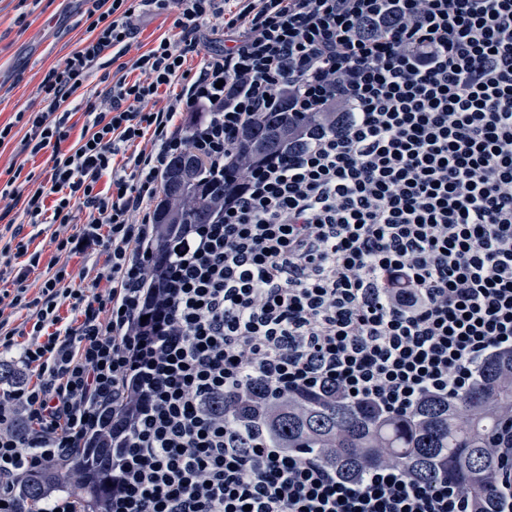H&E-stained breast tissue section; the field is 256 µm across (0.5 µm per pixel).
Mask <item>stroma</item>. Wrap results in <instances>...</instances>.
<instances>
[{
	"label": "stroma",
	"mask_w": 512,
	"mask_h": 512,
	"mask_svg": "<svg viewBox=\"0 0 512 512\" xmlns=\"http://www.w3.org/2000/svg\"><path fill=\"white\" fill-rule=\"evenodd\" d=\"M84 0H0V124L39 108L38 88L85 34Z\"/></svg>",
	"instance_id": "35a3bbf8"
}]
</instances>
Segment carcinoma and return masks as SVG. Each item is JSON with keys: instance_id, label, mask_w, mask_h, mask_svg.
I'll use <instances>...</instances> for the list:
<instances>
[{"instance_id": "obj_1", "label": "carcinoma", "mask_w": 512, "mask_h": 512, "mask_svg": "<svg viewBox=\"0 0 512 512\" xmlns=\"http://www.w3.org/2000/svg\"><path fill=\"white\" fill-rule=\"evenodd\" d=\"M287 132L288 121L272 112L262 132H245L238 154L254 164L279 152ZM228 189L225 180L205 176L203 164L193 155L177 159L160 183L158 251L165 250L179 225L210 223ZM227 412L243 424L265 421L266 437L278 447L319 454L349 483L360 482L367 471L389 460L417 482L448 479L469 500L471 512H504L495 448L501 438L512 437V350L492 355L466 392L451 398L427 394L407 414L382 415L369 404H353L334 394L316 400H274L254 386L242 390ZM110 464L109 426L66 465L30 476L27 495L36 502L67 484L82 498L86 512H101L99 474Z\"/></svg>"}]
</instances>
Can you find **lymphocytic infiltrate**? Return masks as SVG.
<instances>
[{
    "mask_svg": "<svg viewBox=\"0 0 512 512\" xmlns=\"http://www.w3.org/2000/svg\"><path fill=\"white\" fill-rule=\"evenodd\" d=\"M86 2L39 109L0 124V147L19 122L51 162L0 185L23 216L0 210V368L21 372L0 390V512L107 419L105 512H470L393 463L347 483L215 404L259 378L404 414L512 349V0ZM171 12L178 39L127 58L134 18ZM206 30L223 44L188 69ZM108 56L140 77L83 106ZM276 109L331 120L239 171L241 134ZM186 153L233 187L161 254L160 181ZM45 224L58 260L33 293L26 230ZM88 246L105 260L83 285L64 259Z\"/></svg>",
    "mask_w": 512,
    "mask_h": 512,
    "instance_id": "lymphocytic-infiltrate-1",
    "label": "lymphocytic infiltrate"
}]
</instances>
